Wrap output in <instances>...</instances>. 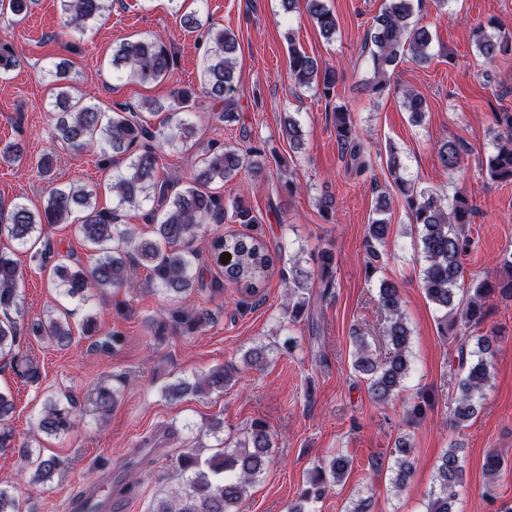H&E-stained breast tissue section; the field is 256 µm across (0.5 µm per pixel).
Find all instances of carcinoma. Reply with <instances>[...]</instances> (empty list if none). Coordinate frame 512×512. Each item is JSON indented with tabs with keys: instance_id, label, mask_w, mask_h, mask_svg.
Masks as SVG:
<instances>
[{
	"instance_id": "carcinoma-1",
	"label": "carcinoma",
	"mask_w": 512,
	"mask_h": 512,
	"mask_svg": "<svg viewBox=\"0 0 512 512\" xmlns=\"http://www.w3.org/2000/svg\"><path fill=\"white\" fill-rule=\"evenodd\" d=\"M184 0H169L173 11L180 15L184 31L195 33L207 43L201 63L200 88H181L172 92L170 101H147L143 104H117L112 112L101 110L94 102L74 98L70 89L74 76L69 61L62 59L47 71L49 83L55 91L53 107L57 115L52 131L53 140L67 147L98 152L102 160H122L112 177L110 190L116 199L110 209L97 204V190L83 184L72 183L54 188L42 208L33 211L23 203H16L8 212L0 210V237L25 246L43 226L70 224L75 209L83 210L79 231L95 258L90 268H85L74 254L54 266L55 288L69 298L88 302L94 292L124 287L134 267L150 272L156 287L172 298L183 299L195 287L194 266L198 255L190 249L192 242L202 233L206 224H258L260 219L241 198L224 201V195L215 191V185L234 178L241 172L257 175L269 163L263 145L244 142L240 147L224 145L218 141L202 143L195 140L194 125L183 119L197 104L199 94L213 101L217 119L224 122L236 120L238 75L235 58L239 42L235 34L216 28L209 19L196 10H183ZM283 13L292 16L300 11L312 18L321 35L328 41L336 36L337 22L323 0H280ZM36 0H8L0 4V19L4 12L14 16H27ZM61 26L67 29L76 48L86 31L103 18L112 8V0H58ZM414 0H385L384 6L373 19L363 51L368 53L373 71L371 91L382 94L388 88V70L404 56L416 59L427 57L432 43L429 28L414 20ZM499 27L489 22L479 26L473 38L479 54L492 63L500 56L512 52V38L498 33ZM290 42L289 68L291 78L300 88H307L328 100L333 97L338 74L316 58ZM111 67L125 73L140 84H151L167 79L176 65L172 44L162 38H138L121 42L112 52ZM19 65L12 44L0 40V77ZM404 106L412 121H420L427 108L425 95L416 91L403 94ZM336 142L345 152L346 170L363 174L372 169L371 150L361 141V134L351 113L342 105L332 112ZM502 132L496 137L495 152L487 158V174L501 181H512V114L502 112L496 118ZM284 131L294 146L302 145L300 123L291 115L284 120ZM201 151L198 165L189 183L182 185L162 172V153L165 147L176 143ZM441 164L457 169L465 150L460 142L448 139L436 147ZM25 149L19 142L0 143V164L21 163ZM387 168L395 188L401 196L413 223L421 227L420 250L425 260L423 289L426 298L460 321L465 339H474V347L466 350V343L459 346V366L464 370L458 381V396L454 399L453 420L462 424L472 419L480 407L484 390L491 377L494 337L467 334L480 326L486 314V299L499 292L512 298V253L502 260L507 274L499 288L481 281L468 289L464 298L457 297L462 278V257L470 250L472 240L465 226L472 221L473 209L466 195L456 194L448 206L437 192L420 188L403 176V163L396 147L391 146L387 155ZM390 196L382 193L375 206L376 217L366 225L365 243L369 261L368 277L378 270L381 253L377 246L385 243L388 221L384 215L390 211ZM139 211L142 218L155 225L156 239H138L133 254L124 251V245L133 239L132 232L123 227L127 213ZM211 249L229 253L233 260L224 269V280L237 288L244 297L258 302L268 280L273 259L262 238L252 235H217L212 237ZM323 294L335 287L334 258L324 250L317 255ZM287 286L288 305L284 315L293 324L302 318H311L313 305L311 274L294 264L284 278ZM20 270L12 254L0 250V357L11 359L19 376L35 383L40 378L39 368L33 361L17 351L19 327L10 317L18 308ZM378 308L384 315L383 334L389 345L388 356L374 354L365 338L353 337L354 370L369 381L373 401L384 405L398 395L410 376L409 350L412 332L402 311L399 286L382 279L378 286ZM174 325H184L196 330L209 322L205 311L193 315L181 308L169 313ZM73 329L66 314L54 307L33 327L39 337L65 346L72 340ZM270 347L257 344L243 354V363L259 367L268 360ZM231 368L217 367L192 383L180 380L164 389L166 396L177 399L193 392L224 390L230 381ZM96 409L108 413L115 404V391L105 386L97 388ZM13 403L0 391V453L12 452L32 467L29 485H40L62 469V462L55 456H45L37 450L32 440L17 438L8 424ZM75 403L61 408L52 399L44 406L38 421L39 430L49 435L66 434L75 427ZM273 441L270 432L261 424L235 441L219 439L217 448L208 457L194 448H187L176 459L184 474L185 483L172 497L157 499L152 512H240L247 488L254 484L270 462ZM392 481L402 489L415 470V457L407 439L400 438L394 448ZM500 458L490 454L485 463L487 481L485 495L496 498L495 474ZM351 468V459L335 455L323 465H316L308 476V487L291 512L305 509L322 500L331 488L343 481ZM465 468L462 457L455 449L446 451L436 466V483L431 491L426 512H453L458 490L463 486ZM0 512H23L20 496L14 489L0 487Z\"/></svg>"
}]
</instances>
